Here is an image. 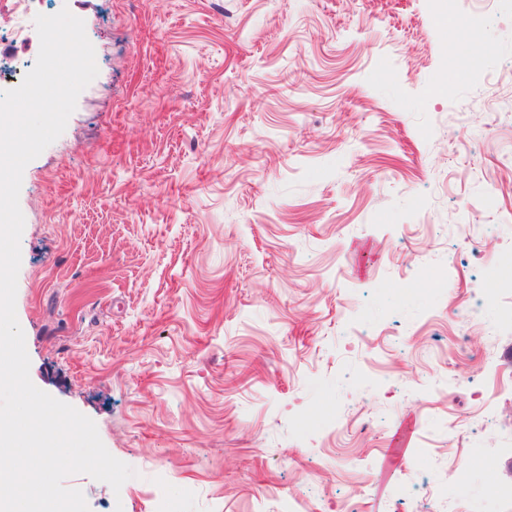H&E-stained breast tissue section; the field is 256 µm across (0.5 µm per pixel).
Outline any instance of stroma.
<instances>
[{
  "label": "stroma",
  "mask_w": 512,
  "mask_h": 512,
  "mask_svg": "<svg viewBox=\"0 0 512 512\" xmlns=\"http://www.w3.org/2000/svg\"><path fill=\"white\" fill-rule=\"evenodd\" d=\"M64 8L100 65L23 172L16 316L34 385L136 472L65 486L425 512L424 455L449 512H512V293L471 313L512 283V0ZM39 47L0 38V90Z\"/></svg>",
  "instance_id": "stroma-1"
}]
</instances>
